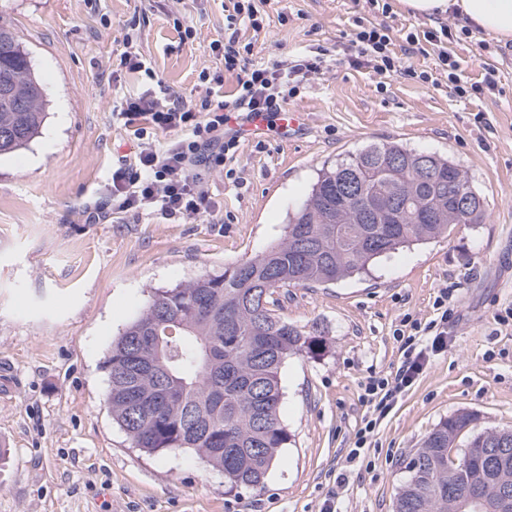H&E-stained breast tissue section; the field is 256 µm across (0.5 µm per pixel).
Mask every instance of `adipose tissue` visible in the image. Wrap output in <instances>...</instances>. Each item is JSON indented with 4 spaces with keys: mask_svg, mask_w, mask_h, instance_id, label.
Here are the masks:
<instances>
[{
    "mask_svg": "<svg viewBox=\"0 0 512 512\" xmlns=\"http://www.w3.org/2000/svg\"><path fill=\"white\" fill-rule=\"evenodd\" d=\"M417 17L455 13L463 24L477 27L498 41H512V0H400Z\"/></svg>",
    "mask_w": 512,
    "mask_h": 512,
    "instance_id": "adipose-tissue-1",
    "label": "adipose tissue"
}]
</instances>
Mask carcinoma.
I'll list each match as a JSON object with an SVG mask.
<instances>
[{"label":"carcinoma","mask_w":512,"mask_h":512,"mask_svg":"<svg viewBox=\"0 0 512 512\" xmlns=\"http://www.w3.org/2000/svg\"><path fill=\"white\" fill-rule=\"evenodd\" d=\"M0 157L26 148L46 112L41 83L11 25L0 22ZM468 204L448 197V183ZM484 200L453 160L398 141L370 144L318 173L284 240L262 255L174 288H154L141 314L112 342L104 368L112 417L131 447L150 454L190 450L224 473L231 490L262 486L290 433L279 416L280 370L292 357L316 356L325 340L279 313L277 290L325 287L365 271L380 257L434 239L459 224H481ZM152 362L140 372L135 361ZM166 386L170 396L156 400ZM472 414L441 421L408 464L395 512H496L512 488V438L504 467L481 483L484 502L464 506L498 429L477 432ZM468 437L448 469V449Z\"/></svg>","instance_id":"obj_1"}]
</instances>
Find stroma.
Here are the masks:
<instances>
[{
  "mask_svg": "<svg viewBox=\"0 0 512 512\" xmlns=\"http://www.w3.org/2000/svg\"><path fill=\"white\" fill-rule=\"evenodd\" d=\"M258 57L285 60L342 43L352 0H267ZM43 84L47 118L27 148L0 158V512H321L336 489L340 449L353 447L364 384L394 373L396 332L429 323L440 288L448 345L370 434L349 475L344 512H393L408 463L444 418L477 414L479 428H512V42L473 30L449 43L463 74L498 72L488 96L460 100L405 75L378 87L343 59L315 76L292 108L307 125L292 142L240 139L206 189L214 223L129 213L100 224L83 210L136 144L116 119L125 93L156 86L200 98L201 72L220 61L222 0H0ZM193 29L180 39L175 21ZM150 62L147 79L121 63L128 33ZM400 141L451 156L485 200L480 224L455 227L378 260L336 284L279 289L280 313L324 336L326 349L280 373V418L291 439L263 486L227 492L223 473L193 453L132 447L107 402L113 340L154 288H171L253 258L282 241L317 172L370 143Z\"/></svg>",
  "mask_w": 512,
  "mask_h": 512,
  "instance_id": "35a3bbf8",
  "label": "stroma"
}]
</instances>
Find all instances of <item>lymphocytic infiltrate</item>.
I'll use <instances>...</instances> for the list:
<instances>
[{
  "label": "lymphocytic infiltrate",
  "instance_id": "lymphocytic-infiltrate-1",
  "mask_svg": "<svg viewBox=\"0 0 512 512\" xmlns=\"http://www.w3.org/2000/svg\"><path fill=\"white\" fill-rule=\"evenodd\" d=\"M452 28L446 23L423 33L403 34V52H396L390 28L385 23L358 18L346 34L351 50L349 63L385 79L401 72V54L437 56L436 72L420 71V82L433 86L447 81L460 99H470L494 89L495 69H488L483 81L465 80L460 63L449 55L446 44ZM210 49L224 63V73L235 74L237 87L231 99L213 101L210 97L195 100L178 92L151 91L125 98L119 117L126 130L139 142L132 162H119L112 169V183L104 200L87 207L89 223L106 221L115 216L145 211L160 212L165 218H211L219 205L204 189L211 173L223 170L232 158L239 138L230 124L256 112H275L297 98L312 75L325 64L324 51L295 56L288 61L263 64L252 57L253 44L241 43L238 34L211 42ZM169 133L163 145L152 140L154 132ZM453 295L441 288L435 300L439 319L428 325L411 324L403 337V360L395 374L370 379L363 388L361 403L364 433L374 432L386 416L396 397L411 387L425 371L430 355L444 348L448 338V317L443 310Z\"/></svg>",
  "mask_w": 512,
  "mask_h": 512
}]
</instances>
